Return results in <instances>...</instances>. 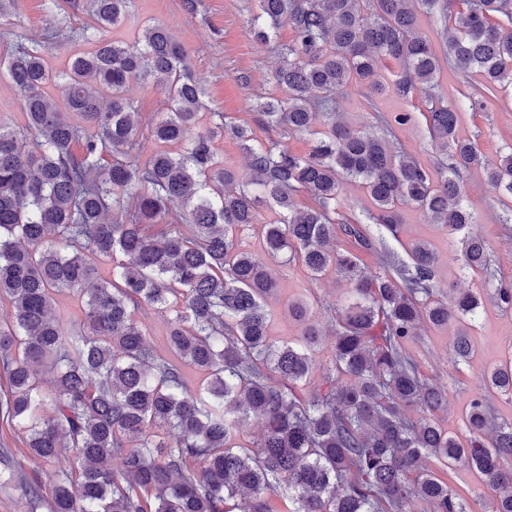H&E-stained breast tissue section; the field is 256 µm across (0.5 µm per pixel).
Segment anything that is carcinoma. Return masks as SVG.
<instances>
[{
    "label": "carcinoma",
    "instance_id": "1",
    "mask_svg": "<svg viewBox=\"0 0 512 512\" xmlns=\"http://www.w3.org/2000/svg\"><path fill=\"white\" fill-rule=\"evenodd\" d=\"M257 2L249 35L280 62L271 74L278 95L252 109L272 130L312 137L305 154L261 143L248 124L208 112L186 47L164 26L129 41L88 36L116 27L134 0H90L92 25L73 38L92 47L73 53L61 72L45 64L49 30L0 58L24 116L18 129L0 121V298L13 308L0 320V369L9 379L0 417L23 429L28 458L57 467L47 489L0 448V488L24 485L27 512H279L280 498L292 503L287 512H406L415 500L432 512H468L431 467L436 460L494 491L490 512H512V423L494 420L487 397L512 398V354L484 375L486 392L472 397L461 439L435 420L448 409L447 386L426 378L409 349L421 325L455 326L454 362L468 361L465 324L483 296L444 295L424 242L400 270H370L355 253L330 248L341 223L345 236L369 246L359 223L338 218L341 185L358 180L374 207L369 220L394 232L400 207L412 204L430 223L463 234L464 267L489 274L485 240L466 233L473 217L460 174L479 168L512 200V152L484 163L475 143L457 137L460 106L439 94L427 95L423 114L432 170L388 139L411 113L382 116V131L369 132L338 120L336 109L343 89L357 84L377 111L383 56L399 67L398 97L435 88L440 63L418 29L420 8L440 15L448 67L482 78L460 95L484 108L485 93L512 86V0H460L465 10L452 25L454 0ZM283 26L293 36L281 44ZM132 83L159 88L166 117L142 125L127 96ZM51 84L62 103L46 92ZM146 133L181 151L140 160ZM219 137L246 155L249 180L218 157ZM302 192L313 206L297 207ZM264 207L276 214L263 228L271 260L298 261L315 277L332 272L351 286L331 331L332 364L306 394L299 386L323 332L299 299L288 313L303 325L300 337L273 339L277 281L238 241ZM100 259L112 262L108 279ZM64 292L83 303L80 321L53 316ZM490 298L511 311L512 285ZM148 309L174 313L167 355L153 350L137 320ZM253 417L261 435L246 444L240 432Z\"/></svg>",
    "mask_w": 512,
    "mask_h": 512
}]
</instances>
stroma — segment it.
<instances>
[{"label":"stroma","instance_id":"1","mask_svg":"<svg viewBox=\"0 0 512 512\" xmlns=\"http://www.w3.org/2000/svg\"><path fill=\"white\" fill-rule=\"evenodd\" d=\"M61 2L16 0L11 17L0 23V56L13 50L18 42L40 39L45 31L58 26L62 27L65 38L47 47L45 58L49 68L63 69L72 53L87 50L86 42L72 41L70 34L90 24V16L80 8L61 16L58 10ZM134 5L132 15L122 25L109 30V37L120 38L122 33L141 30L151 22L162 24L190 49L189 65L204 85L206 101L213 111L253 124L260 140H275L280 147L295 153L308 152L311 145L308 136L284 137L267 131L257 125V115L251 109L258 98L273 93L269 76L279 62L277 53L261 48L246 33L250 19L257 12L256 0H195L190 8L184 0H135ZM243 73L248 75V82L240 81ZM425 101L426 95L421 91L406 101L390 92L382 97L381 107L386 112L416 115L414 125L396 129L394 141L400 150L429 166L435 160V149L422 117ZM458 134L476 141L488 161H497L512 152V88H496L484 110L462 108ZM462 182L465 202L474 217L469 231L487 243L490 276L465 270L460 243L410 206L401 209L397 233H390L379 224H367L366 234L372 247L359 252L365 267L375 268L383 260L410 264L411 245L425 242L437 255L434 280L441 289L478 292L500 283L512 284V221L506 219L502 194L476 171L464 172ZM273 273L278 283V292L270 301L274 312L273 338L279 341L298 338L301 326L288 314L289 301L298 298L311 302V323L326 331L331 329L335 308L344 304L350 294L347 282L333 274L311 279L294 263L274 264ZM468 334L475 354L466 364H455L451 355L452 330L428 327L410 344L423 374L448 386V410L439 414L438 421L453 435L464 432L462 414L473 393L481 390L483 374L512 351V311H502L492 301H485L477 319L469 324ZM0 448L12 449L29 478L47 487L53 485L54 468L27 458L22 432L2 420Z\"/></svg>","mask_w":512,"mask_h":512}]
</instances>
